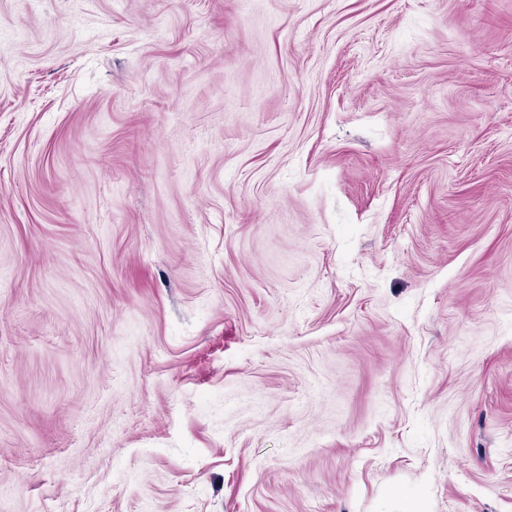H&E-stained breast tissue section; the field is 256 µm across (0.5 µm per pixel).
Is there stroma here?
<instances>
[{
    "mask_svg": "<svg viewBox=\"0 0 512 512\" xmlns=\"http://www.w3.org/2000/svg\"><path fill=\"white\" fill-rule=\"evenodd\" d=\"M512 512V0H0V512Z\"/></svg>",
    "mask_w": 512,
    "mask_h": 512,
    "instance_id": "obj_1",
    "label": "stroma"
}]
</instances>
